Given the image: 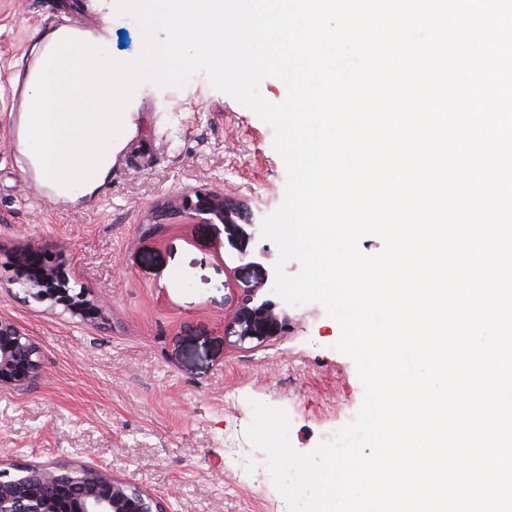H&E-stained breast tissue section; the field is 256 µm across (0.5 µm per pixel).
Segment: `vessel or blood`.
Wrapping results in <instances>:
<instances>
[{
    "mask_svg": "<svg viewBox=\"0 0 512 512\" xmlns=\"http://www.w3.org/2000/svg\"><path fill=\"white\" fill-rule=\"evenodd\" d=\"M53 39L45 40L42 54L38 60L29 62L20 74L21 83H34L42 81L45 76H52L53 89L56 96L63 101L78 99L84 111L96 112L100 109L99 100L88 93H80L82 84L92 83L94 67L89 58L77 57L73 52L76 42L93 41L99 36L98 30L76 27L69 20L57 15H50L47 19ZM14 111L19 118L11 129L14 144H21L30 136V125L27 115L42 111L43 106L37 99L16 100ZM21 173L24 179L34 188L40 201H56L58 194L54 185L42 180L38 161L26 158L22 161Z\"/></svg>",
    "mask_w": 512,
    "mask_h": 512,
    "instance_id": "obj_1",
    "label": "vessel or blood"
}]
</instances>
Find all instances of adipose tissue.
<instances>
[{
	"mask_svg": "<svg viewBox=\"0 0 512 512\" xmlns=\"http://www.w3.org/2000/svg\"><path fill=\"white\" fill-rule=\"evenodd\" d=\"M167 55V50L151 45L132 64L98 61L97 93L104 107L91 115L82 112L77 102H55L50 81L31 85L33 97L50 101L49 111L30 117L35 152L46 177L57 184L60 196L67 202L77 203L95 195L136 131L125 74L134 66H154Z\"/></svg>",
	"mask_w": 512,
	"mask_h": 512,
	"instance_id": "obj_1",
	"label": "adipose tissue"
}]
</instances>
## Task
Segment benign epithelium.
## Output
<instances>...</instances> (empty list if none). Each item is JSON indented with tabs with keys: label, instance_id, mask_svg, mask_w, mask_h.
I'll return each mask as SVG.
<instances>
[{
	"label": "benign epithelium",
	"instance_id": "benign-epithelium-1",
	"mask_svg": "<svg viewBox=\"0 0 512 512\" xmlns=\"http://www.w3.org/2000/svg\"><path fill=\"white\" fill-rule=\"evenodd\" d=\"M182 217L188 222L224 225L228 243L240 260H251L263 250L260 224L244 201L224 195L221 189L192 190L162 202L156 218ZM17 284L38 302L59 294L56 275L17 279ZM258 285L224 323V335L235 343H264L288 331L290 317L270 299L258 295ZM79 303L62 301L64 310L83 319L101 314L100 301L90 291H78ZM40 369L38 349L12 319L0 317V385L26 386ZM0 512H165L162 502L138 483L117 478L102 467L61 462L51 464L0 459Z\"/></svg>",
	"mask_w": 512,
	"mask_h": 512
}]
</instances>
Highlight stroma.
Masks as SVG:
<instances>
[{"label":"stroma","mask_w":512,"mask_h":512,"mask_svg":"<svg viewBox=\"0 0 512 512\" xmlns=\"http://www.w3.org/2000/svg\"><path fill=\"white\" fill-rule=\"evenodd\" d=\"M54 11L102 26L105 58H136L142 33L113 0H0V316L40 351L21 389L0 386V459L76 461L133 477L169 512H287L246 430L249 399L285 408L300 452L334 439L360 409L353 361L335 350L338 324L318 303L289 308L284 335L233 345L224 323L255 286L271 294L278 249L265 241L244 266L220 224L150 221L161 198L223 187L257 218L283 202L286 170L274 132L215 90L143 85L137 130L98 197L83 206L38 201L10 139L8 87ZM35 250L64 264L74 288L103 310L84 321L26 296L11 254Z\"/></svg>","instance_id":"stroma-1"}]
</instances>
